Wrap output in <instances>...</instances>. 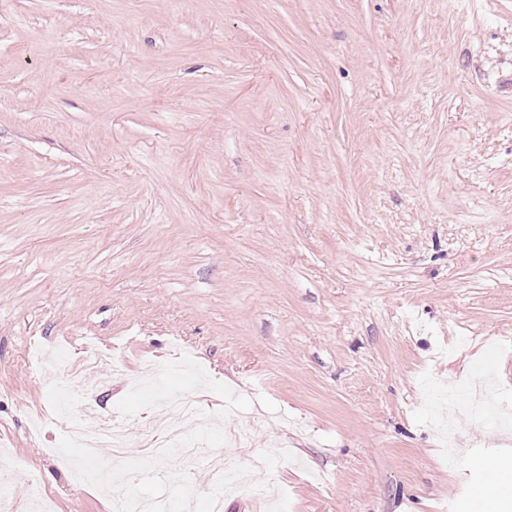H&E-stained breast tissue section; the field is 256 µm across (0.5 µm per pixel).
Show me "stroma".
I'll return each instance as SVG.
<instances>
[{"mask_svg": "<svg viewBox=\"0 0 512 512\" xmlns=\"http://www.w3.org/2000/svg\"><path fill=\"white\" fill-rule=\"evenodd\" d=\"M512 0H0V512L75 483L34 356L95 384L75 419L232 402L224 512H445L505 458L452 379L512 397ZM111 350L119 369L87 363ZM198 459L128 494L206 497Z\"/></svg>", "mask_w": 512, "mask_h": 512, "instance_id": "obj_1", "label": "stroma"}]
</instances>
